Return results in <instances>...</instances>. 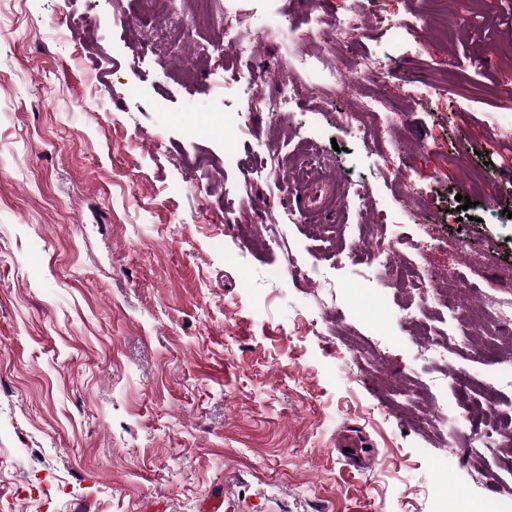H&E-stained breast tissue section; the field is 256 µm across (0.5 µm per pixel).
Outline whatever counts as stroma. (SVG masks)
<instances>
[{
	"label": "stroma",
	"mask_w": 512,
	"mask_h": 512,
	"mask_svg": "<svg viewBox=\"0 0 512 512\" xmlns=\"http://www.w3.org/2000/svg\"><path fill=\"white\" fill-rule=\"evenodd\" d=\"M191 3L0 0V512H208L217 493L230 512H436L445 484L482 512L512 459L445 457L460 395L404 316L439 325L512 281V99L492 93L512 81L511 5L231 0L199 29ZM320 5L359 11L360 37L281 35L280 12ZM363 53L382 59L392 103L374 150L345 121L372 83L312 93ZM262 65L264 81H237ZM286 75L292 103L248 111ZM199 107L217 125L241 113L234 144L193 135ZM314 147L344 189L323 242L285 205ZM268 158L275 172L255 178ZM467 169L486 181L463 221ZM384 212L383 273L361 263L358 227ZM253 224L279 247H255ZM421 250L425 278L456 280L447 305L390 288ZM350 336L427 386L433 432L388 409ZM347 431L370 444L364 469L336 451Z\"/></svg>",
	"instance_id": "35a3bbf8"
}]
</instances>
